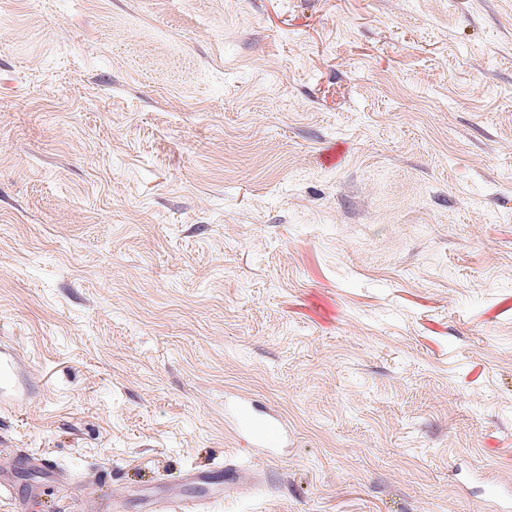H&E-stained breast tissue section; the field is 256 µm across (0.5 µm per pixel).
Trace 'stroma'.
Here are the masks:
<instances>
[{"instance_id": "35a3bbf8", "label": "stroma", "mask_w": 512, "mask_h": 512, "mask_svg": "<svg viewBox=\"0 0 512 512\" xmlns=\"http://www.w3.org/2000/svg\"><path fill=\"white\" fill-rule=\"evenodd\" d=\"M0 359V512H493L512 0H0ZM232 415L253 446L262 448H279L283 442L284 427L278 418L266 414L259 415L250 403L240 401L231 408ZM244 473L236 464L210 468L199 466L188 470L186 481L190 486L204 492L180 499L177 494L152 492L144 498L145 512H202L208 504L224 497L238 494L243 486Z\"/></svg>"}]
</instances>
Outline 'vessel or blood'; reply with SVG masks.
I'll use <instances>...</instances> for the list:
<instances>
[{"instance_id":"b4317fda","label":"vessel or blood","mask_w":512,"mask_h":512,"mask_svg":"<svg viewBox=\"0 0 512 512\" xmlns=\"http://www.w3.org/2000/svg\"><path fill=\"white\" fill-rule=\"evenodd\" d=\"M240 431L252 445L262 448L280 447L284 427L278 418L259 414L250 403L240 401L231 408ZM244 473L238 465L218 468L199 466L188 470L186 481L197 488V495L180 498L175 494L150 493L144 498L145 512H205L215 500L237 494L243 486Z\"/></svg>"}]
</instances>
